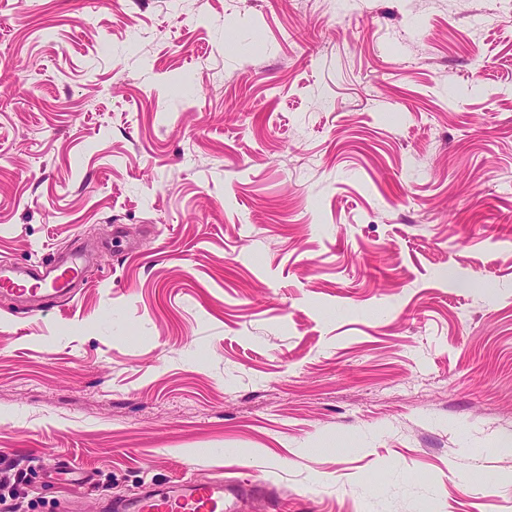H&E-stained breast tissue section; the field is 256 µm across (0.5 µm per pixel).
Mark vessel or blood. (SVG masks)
<instances>
[{
	"mask_svg": "<svg viewBox=\"0 0 512 512\" xmlns=\"http://www.w3.org/2000/svg\"><path fill=\"white\" fill-rule=\"evenodd\" d=\"M81 267L80 255L57 264L0 268V286L39 311L45 298L72 292ZM254 487L234 479L208 482L183 480L146 488L141 495L125 500L115 512H232L229 503L254 495Z\"/></svg>",
	"mask_w": 512,
	"mask_h": 512,
	"instance_id": "obj_1",
	"label": "vessel or blood"
}]
</instances>
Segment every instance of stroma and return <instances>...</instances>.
<instances>
[{
    "instance_id": "obj_1",
    "label": "stroma",
    "mask_w": 512,
    "mask_h": 512,
    "mask_svg": "<svg viewBox=\"0 0 512 512\" xmlns=\"http://www.w3.org/2000/svg\"><path fill=\"white\" fill-rule=\"evenodd\" d=\"M78 250L0 512H512V0H0V266ZM258 490L236 479L208 482L182 480L160 487H148L141 495L113 506L115 512H232L227 500H243Z\"/></svg>"
}]
</instances>
